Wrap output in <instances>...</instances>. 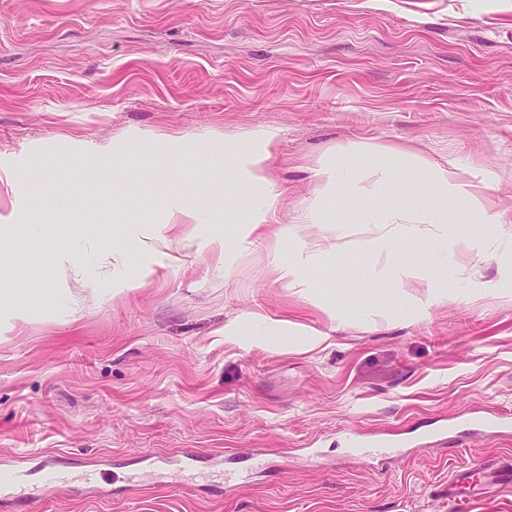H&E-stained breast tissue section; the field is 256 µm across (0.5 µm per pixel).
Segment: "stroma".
<instances>
[{"mask_svg":"<svg viewBox=\"0 0 512 512\" xmlns=\"http://www.w3.org/2000/svg\"><path fill=\"white\" fill-rule=\"evenodd\" d=\"M263 128L280 236L246 245L224 149ZM353 142L488 181L503 223L457 209L442 264L362 251L365 199L298 223ZM176 199L225 219L156 241ZM471 410L512 419V0H0V464L98 468L0 512H451L512 457Z\"/></svg>","mask_w":512,"mask_h":512,"instance_id":"stroma-1","label":"stroma"}]
</instances>
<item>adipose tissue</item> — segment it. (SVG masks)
<instances>
[{"label": "adipose tissue", "mask_w": 512, "mask_h": 512, "mask_svg": "<svg viewBox=\"0 0 512 512\" xmlns=\"http://www.w3.org/2000/svg\"><path fill=\"white\" fill-rule=\"evenodd\" d=\"M277 137L275 130L262 131L251 138L249 146L233 153L234 177L250 191L240 232V238L245 242L264 235L277 208L278 196L269 178V161L277 148ZM368 152L375 161L367 178H359L350 167L336 165L328 167L325 175L329 184L348 199L365 197L374 200L376 206L364 221L387 225L389 238L412 237L421 224L453 223L454 209L459 205L472 212L477 223H500L501 214L496 207L477 191L473 183L461 178L457 170L429 167L395 146H372ZM406 171L428 185L435 198L433 204L410 211L390 203V196L398 190L394 176Z\"/></svg>", "instance_id": "1"}]
</instances>
